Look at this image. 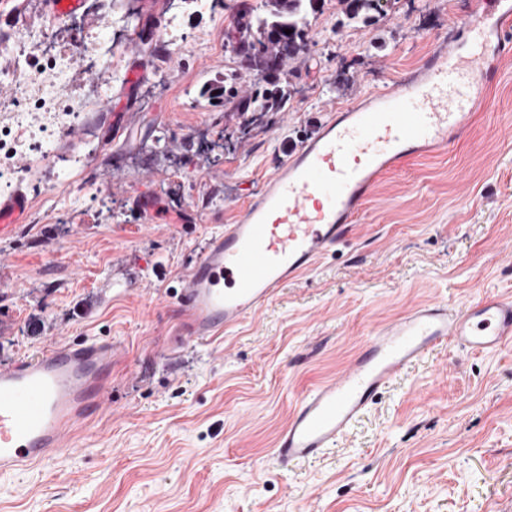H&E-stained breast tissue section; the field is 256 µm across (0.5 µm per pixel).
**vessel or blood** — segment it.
I'll return each mask as SVG.
<instances>
[{"label": "vessel or blood", "instance_id": "b4317fda", "mask_svg": "<svg viewBox=\"0 0 512 512\" xmlns=\"http://www.w3.org/2000/svg\"><path fill=\"white\" fill-rule=\"evenodd\" d=\"M475 0L470 24L480 49L440 45L419 72L330 117L273 171L234 223L213 233L186 277L169 293L185 341L206 343L250 319L289 282L341 244L383 174L407 158L447 150L485 103L498 78L495 59L512 55V0ZM58 18L84 0H39ZM23 191L0 203V238L23 224ZM512 338V299L487 296L472 305L417 306L375 328L352 364L305 390L273 451L282 469L323 458L376 397L438 347L483 352ZM116 347L104 338L64 340L40 354L0 364V473L46 462L78 447L75 429L107 404Z\"/></svg>", "mask_w": 512, "mask_h": 512}]
</instances>
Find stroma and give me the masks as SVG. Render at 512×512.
I'll list each match as a JSON object with an SVG mask.
<instances>
[{"instance_id": "obj_1", "label": "stroma", "mask_w": 512, "mask_h": 512, "mask_svg": "<svg viewBox=\"0 0 512 512\" xmlns=\"http://www.w3.org/2000/svg\"><path fill=\"white\" fill-rule=\"evenodd\" d=\"M470 2L385 0L371 25L343 27L325 0L287 107L255 116L201 93L236 66L219 0H99L69 20L0 0V37L37 30L64 56L47 96L101 89L59 117L49 152L21 143L0 188L30 200L0 240V363L62 339L123 346L83 447L0 475V512H512V342L439 347L332 453L290 472L272 460L302 392L376 326L428 302L512 296V57L455 145L385 174L336 251L253 319L184 346L165 293L330 113L417 70L451 29L479 48ZM107 35L105 64L89 63ZM141 58L153 66L129 82ZM11 68L0 52V113L38 130L50 117L24 112Z\"/></svg>"}]
</instances>
